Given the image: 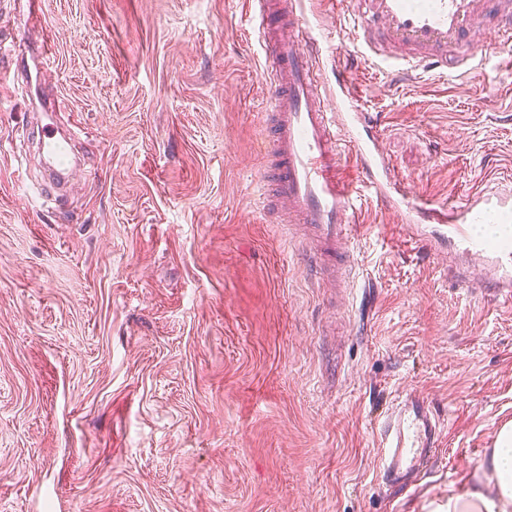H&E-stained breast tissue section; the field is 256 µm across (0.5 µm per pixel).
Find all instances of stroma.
Returning a JSON list of instances; mask_svg holds the SVG:
<instances>
[{"label":"stroma","instance_id":"stroma-1","mask_svg":"<svg viewBox=\"0 0 512 512\" xmlns=\"http://www.w3.org/2000/svg\"><path fill=\"white\" fill-rule=\"evenodd\" d=\"M0 0V512H446L512 420V296L375 202L347 291L316 287L260 198L263 52L246 0H44L38 102ZM415 198L512 189V60L445 83L365 69ZM83 130L43 193L39 102ZM443 431L409 487L378 410Z\"/></svg>","mask_w":512,"mask_h":512}]
</instances>
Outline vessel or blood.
<instances>
[{
    "label": "vessel or blood",
    "instance_id": "vessel-or-blood-1",
    "mask_svg": "<svg viewBox=\"0 0 512 512\" xmlns=\"http://www.w3.org/2000/svg\"><path fill=\"white\" fill-rule=\"evenodd\" d=\"M355 45L350 59L327 63L304 0H250L266 63L263 136L266 165L260 186L276 223L293 229L319 284L346 288L352 271L349 244L362 190L414 235L455 243L490 262L496 285L512 287V249H491L472 233L476 224L512 218V193L482 189L464 202L436 206L414 200L385 157L368 113L357 106V63L390 75L416 69L448 79L465 77L512 47V0H336ZM48 189L74 161V135L52 124L38 127ZM349 146L357 176L348 178L341 146ZM439 423L408 396L377 419L386 450L384 475L411 482L428 470Z\"/></svg>",
    "mask_w": 512,
    "mask_h": 512
}]
</instances>
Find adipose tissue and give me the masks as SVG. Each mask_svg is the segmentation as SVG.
Wrapping results in <instances>:
<instances>
[{"instance_id": "1", "label": "adipose tissue", "mask_w": 512, "mask_h": 512, "mask_svg": "<svg viewBox=\"0 0 512 512\" xmlns=\"http://www.w3.org/2000/svg\"><path fill=\"white\" fill-rule=\"evenodd\" d=\"M495 478L491 490L473 487L466 495L449 499L448 512H512V424L499 431L483 463Z\"/></svg>"}]
</instances>
